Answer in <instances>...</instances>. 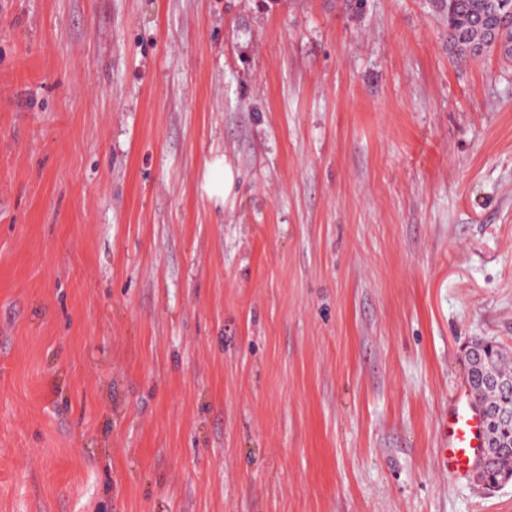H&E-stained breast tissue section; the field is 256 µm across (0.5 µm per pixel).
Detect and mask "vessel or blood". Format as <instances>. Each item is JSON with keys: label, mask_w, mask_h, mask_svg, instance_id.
<instances>
[{"label": "vessel or blood", "mask_w": 512, "mask_h": 512, "mask_svg": "<svg viewBox=\"0 0 512 512\" xmlns=\"http://www.w3.org/2000/svg\"><path fill=\"white\" fill-rule=\"evenodd\" d=\"M444 434L446 446L440 453V464L449 476L465 478L485 446V432L469 394H462L449 406Z\"/></svg>", "instance_id": "1"}]
</instances>
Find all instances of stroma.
<instances>
[{"mask_svg":"<svg viewBox=\"0 0 512 512\" xmlns=\"http://www.w3.org/2000/svg\"><path fill=\"white\" fill-rule=\"evenodd\" d=\"M474 339L512 62L432 0H0V512H512L439 464ZM235 185L233 170L224 159H216L209 164L205 174L204 189L211 199L225 201Z\"/></svg>","mask_w":512,"mask_h":512,"instance_id":"stroma-1","label":"stroma"}]
</instances>
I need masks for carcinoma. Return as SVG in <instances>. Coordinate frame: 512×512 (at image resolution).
Returning <instances> with one entry per match:
<instances>
[{"instance_id": "carcinoma-1", "label": "carcinoma", "mask_w": 512, "mask_h": 512, "mask_svg": "<svg viewBox=\"0 0 512 512\" xmlns=\"http://www.w3.org/2000/svg\"><path fill=\"white\" fill-rule=\"evenodd\" d=\"M437 8L448 17V50L460 59H478L497 51L489 40L482 23L485 0H436ZM478 355H466L467 383L474 399L479 403L512 407V392L487 387L482 382L486 373L512 379V355L499 345L484 340L471 344ZM488 441L496 448L486 453L481 462V479L492 482L512 470V453L497 448V444L509 441V435L496 428L488 431Z\"/></svg>"}]
</instances>
